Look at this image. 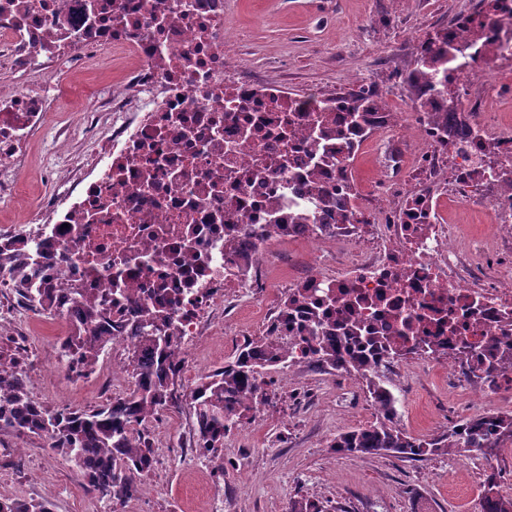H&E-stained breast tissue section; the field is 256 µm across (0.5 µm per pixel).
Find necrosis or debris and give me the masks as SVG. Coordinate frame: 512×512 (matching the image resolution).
<instances>
[{
    "mask_svg": "<svg viewBox=\"0 0 512 512\" xmlns=\"http://www.w3.org/2000/svg\"><path fill=\"white\" fill-rule=\"evenodd\" d=\"M235 36L224 0H0V201L21 199L15 174L55 120L45 72L93 74L130 59L85 123L101 137L50 207L0 226V247L50 255L45 285L107 298L113 345L135 350L142 309L195 368L200 339L226 302L269 313L240 336H285L288 364L312 361L313 321L337 314L384 335L482 355L512 335V119L493 102L512 89V0H486L415 38L413 109L392 111L368 83L351 127L347 92H290L227 61ZM477 70L494 83L470 81ZM372 148L374 178L355 169ZM489 210L491 242H461L446 205ZM293 243L288 279L269 278L276 242Z\"/></svg>",
    "mask_w": 512,
    "mask_h": 512,
    "instance_id": "necrosis-or-debris-1",
    "label": "necrosis or debris"
}]
</instances>
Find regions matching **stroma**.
<instances>
[{"mask_svg":"<svg viewBox=\"0 0 512 512\" xmlns=\"http://www.w3.org/2000/svg\"><path fill=\"white\" fill-rule=\"evenodd\" d=\"M471 0H225L224 24L240 32L235 49L240 65L286 59L282 75L289 89L328 92L345 83L385 81L395 111H409V88L400 75L410 54L403 43L422 24L432 26L469 7ZM69 84L65 122L72 156L81 157L88 140L83 114L97 89L85 73L60 76ZM57 126H48L33 144L20 174L24 200L0 203V225L25 220L26 204L38 201L68 162L54 149ZM250 304L228 305L222 323L203 343L208 369L223 366L239 343L236 324L257 319ZM65 321L23 307L0 312V359L27 354V387L48 409L92 410L102 404L92 386L68 382L56 344ZM268 401L224 438V464L213 472L200 449L190 444L195 412L188 391L166 407L151 444L157 484L142 489L118 512H212L221 495L223 512H289L309 499L325 512H480L484 471L494 466L500 491L512 496V449L492 458L473 452L409 461L388 454L343 455L331 448L340 432L376 419L373 400L354 377L315 367H294L289 378L264 375ZM384 384L397 399L395 421L410 434L430 437L460 420L506 410L496 398L474 401L458 376L444 368L387 370ZM353 391L343 405L345 391ZM51 498L55 512H111L66 458L46 438L0 433V499Z\"/></svg>","mask_w":512,"mask_h":512,"instance_id":"obj_1","label":"stroma"}]
</instances>
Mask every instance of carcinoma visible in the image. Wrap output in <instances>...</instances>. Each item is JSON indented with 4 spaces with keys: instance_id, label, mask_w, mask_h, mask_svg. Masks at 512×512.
Wrapping results in <instances>:
<instances>
[{
    "instance_id": "obj_1",
    "label": "carcinoma",
    "mask_w": 512,
    "mask_h": 512,
    "mask_svg": "<svg viewBox=\"0 0 512 512\" xmlns=\"http://www.w3.org/2000/svg\"><path fill=\"white\" fill-rule=\"evenodd\" d=\"M5 267L11 268L19 281L18 291L24 297L68 323L67 337L58 351L59 357L66 359V365L84 371L94 367L109 337L99 336L87 345L81 342V333L104 322L106 304L83 289L70 286L65 289L66 296L78 303L79 308L68 311L52 289L31 281L32 273L17 263L15 257L0 253V270ZM143 323L144 335L139 337L136 353L127 363L135 389L91 411L45 408L29 395L25 372L18 360L0 365V429L47 437L52 448L75 464L100 499L114 505L135 497L140 490L141 473L153 466L150 441L137 427L178 400L171 339L163 343L155 339L157 333L165 330L167 316L147 311ZM313 354L316 364L323 368L343 370L364 379L378 410L376 421L336 436L331 447L339 452L370 455L387 452L401 459L419 461L429 456L473 450L493 456L505 443H512V412L463 419L431 438L415 437L394 422L396 398L383 385L382 370L409 354L438 357L444 354L439 345L417 344L407 349L382 335L379 328L356 323L345 327L341 336L330 328L324 330L323 335L316 337ZM285 358L284 348L275 341L264 344L258 353L245 345L227 358L223 367L201 377L191 399L197 431L209 443L208 450L223 445L227 433L247 418L248 413L267 403V395L257 380L262 368ZM457 358L469 374L512 373L511 351L494 349L483 362L461 349ZM481 507L482 512H512V497L506 499L499 495L493 470L486 475ZM53 508L49 498L39 502L0 501V512H53Z\"/></svg>"
}]
</instances>
